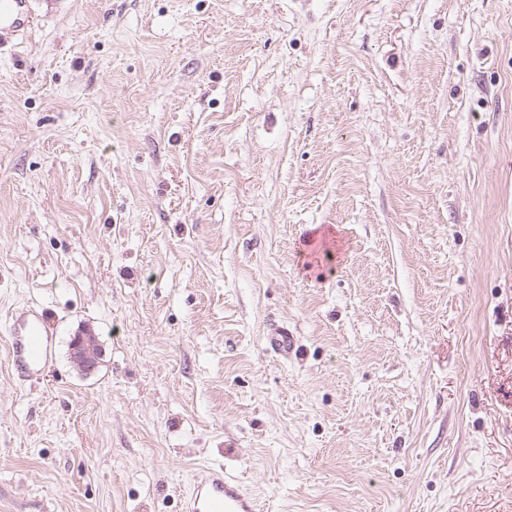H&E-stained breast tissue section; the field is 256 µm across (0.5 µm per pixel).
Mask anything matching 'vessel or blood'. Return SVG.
Wrapping results in <instances>:
<instances>
[{
	"label": "vessel or blood",
	"instance_id": "b4317fda",
	"mask_svg": "<svg viewBox=\"0 0 512 512\" xmlns=\"http://www.w3.org/2000/svg\"><path fill=\"white\" fill-rule=\"evenodd\" d=\"M37 23L29 0H0V39L11 32L25 33ZM7 334L14 368L25 376L39 372L53 350L46 314L34 309L12 314ZM183 512H257V504L239 483L225 477L223 467L208 466L195 475Z\"/></svg>",
	"mask_w": 512,
	"mask_h": 512
}]
</instances>
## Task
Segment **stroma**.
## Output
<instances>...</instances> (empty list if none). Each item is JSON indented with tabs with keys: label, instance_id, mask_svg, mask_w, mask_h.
Here are the masks:
<instances>
[{
	"label": "stroma",
	"instance_id": "obj_1",
	"mask_svg": "<svg viewBox=\"0 0 512 512\" xmlns=\"http://www.w3.org/2000/svg\"><path fill=\"white\" fill-rule=\"evenodd\" d=\"M213 464L512 512V0H59L0 48V512H182ZM7 336L14 368L22 375L39 372L53 350V333L42 311L28 309L9 318ZM100 356L98 337L91 332L74 336L70 342V358L77 369L85 375L97 370Z\"/></svg>",
	"mask_w": 512,
	"mask_h": 512
}]
</instances>
